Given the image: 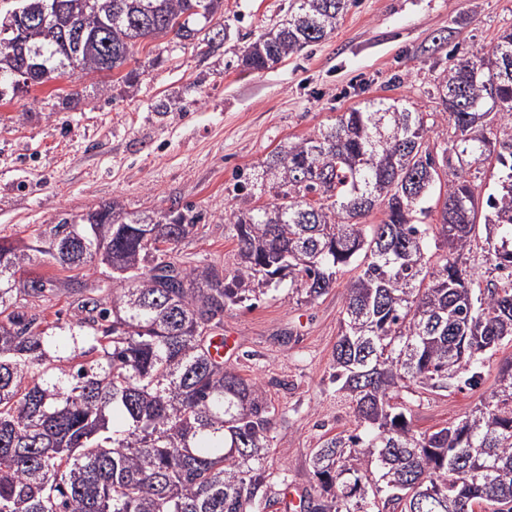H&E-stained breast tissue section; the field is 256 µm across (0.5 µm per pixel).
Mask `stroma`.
I'll return each mask as SVG.
<instances>
[{
    "instance_id": "obj_1",
    "label": "stroma",
    "mask_w": 512,
    "mask_h": 512,
    "mask_svg": "<svg viewBox=\"0 0 512 512\" xmlns=\"http://www.w3.org/2000/svg\"><path fill=\"white\" fill-rule=\"evenodd\" d=\"M290 0H224L214 23L223 46L199 54L171 38L137 46L146 71L132 83L112 73H75L0 104V236L42 245L47 224L117 203L129 215H157L171 201L203 218L178 256L189 265L231 262L243 187L281 142L335 123L371 99L437 112L435 84L451 59L487 52L512 29V0H352L326 40L264 71L245 70L243 50L286 18ZM167 111H158V104ZM67 271L27 265L23 279H52L30 299L54 320L67 309ZM351 272L312 303L287 285L254 305L224 312L225 367L262 383L278 408L264 461L273 504L313 483L308 466L323 436L354 429V405L329 381ZM512 342L487 359L474 386L402 391L415 430L431 432L479 407L495 387Z\"/></svg>"
}]
</instances>
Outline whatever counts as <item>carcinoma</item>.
Listing matches in <instances>:
<instances>
[{
	"label": "carcinoma",
	"mask_w": 512,
	"mask_h": 512,
	"mask_svg": "<svg viewBox=\"0 0 512 512\" xmlns=\"http://www.w3.org/2000/svg\"><path fill=\"white\" fill-rule=\"evenodd\" d=\"M350 0H292L288 18L251 43L239 66L262 71L336 30ZM224 0H0V100L80 71H114L145 41L224 45L212 24ZM16 43L33 74L3 53ZM436 112L383 99L332 126L290 138L251 181L270 202L232 224L229 267L187 266L179 244L198 215L173 202L175 221L130 219L44 230L61 268L95 256L117 287L106 297L71 276L72 343L92 357L70 377L49 331L28 311L53 280L20 281L32 247L0 238V512H263V459L276 408L257 380L212 357L224 310L288 280L311 303L352 268L330 382L355 403L358 423L325 438L308 464L316 483L303 512H512V363L497 387L456 423L419 432L401 391H446L478 374L512 341V30L438 78ZM503 168L482 200L472 171ZM440 216L425 224L433 190ZM377 206L384 218L367 224ZM485 232L484 277L467 262ZM446 248L432 261L429 242ZM374 484L369 493L366 486Z\"/></svg>",
	"instance_id": "cac0c4a2"
}]
</instances>
